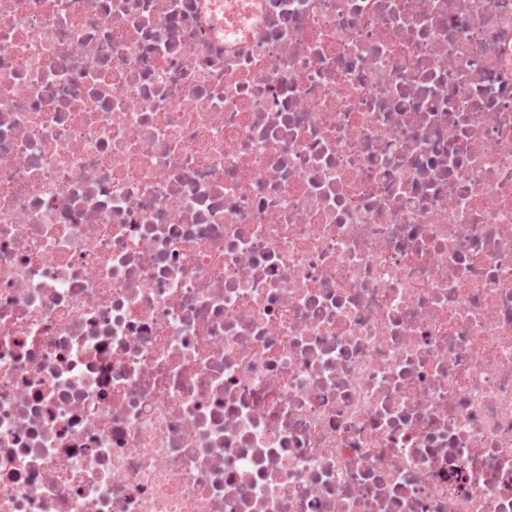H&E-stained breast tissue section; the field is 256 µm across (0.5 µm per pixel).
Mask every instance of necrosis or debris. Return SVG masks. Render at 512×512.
Returning <instances> with one entry per match:
<instances>
[{
  "label": "necrosis or debris",
  "mask_w": 512,
  "mask_h": 512,
  "mask_svg": "<svg viewBox=\"0 0 512 512\" xmlns=\"http://www.w3.org/2000/svg\"><path fill=\"white\" fill-rule=\"evenodd\" d=\"M0 512H512V0H0Z\"/></svg>",
  "instance_id": "necrosis-or-debris-1"
}]
</instances>
